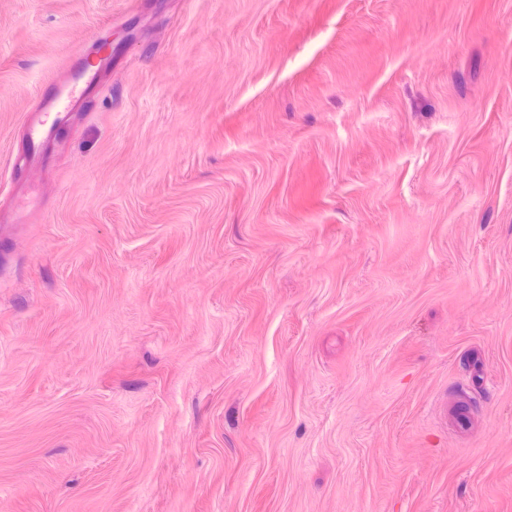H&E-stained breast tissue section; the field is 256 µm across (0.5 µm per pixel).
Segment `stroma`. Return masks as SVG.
Masks as SVG:
<instances>
[{"mask_svg": "<svg viewBox=\"0 0 512 512\" xmlns=\"http://www.w3.org/2000/svg\"><path fill=\"white\" fill-rule=\"evenodd\" d=\"M0 512H512V0H0ZM78 104L73 90L68 85L57 89L56 94L42 105L37 106L27 114V135L30 138V149L27 153L16 158V166H26L31 158L40 153L42 147L51 139L56 118L54 113L62 107H74Z\"/></svg>", "mask_w": 512, "mask_h": 512, "instance_id": "35a3bbf8", "label": "stroma"}]
</instances>
